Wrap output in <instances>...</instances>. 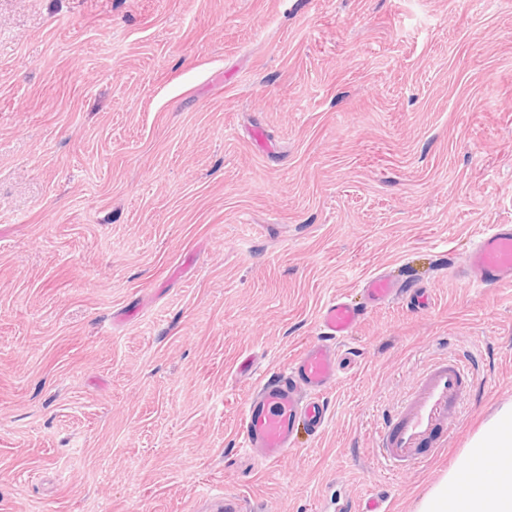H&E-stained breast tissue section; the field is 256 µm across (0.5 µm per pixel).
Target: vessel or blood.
<instances>
[{"instance_id": "b4317fda", "label": "vessel or blood", "mask_w": 512, "mask_h": 512, "mask_svg": "<svg viewBox=\"0 0 512 512\" xmlns=\"http://www.w3.org/2000/svg\"><path fill=\"white\" fill-rule=\"evenodd\" d=\"M478 286L512 284V225L498 224L474 244L463 272ZM365 306L344 296L324 304L318 314L320 339L307 344L287 366L266 370L244 404L241 438L261 465L277 463L295 445L300 426L320 434L328 420L326 393L336 385L338 347L353 336L367 311L422 291L386 272L366 277L360 284ZM474 385V369L466 355L435 359L419 376L401 406L384 417L379 430L378 459L390 472L415 469L445 450L448 422ZM211 512H248L236 495H209Z\"/></svg>"}]
</instances>
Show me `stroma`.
Listing matches in <instances>:
<instances>
[{
  "instance_id": "1",
  "label": "stroma",
  "mask_w": 512,
  "mask_h": 512,
  "mask_svg": "<svg viewBox=\"0 0 512 512\" xmlns=\"http://www.w3.org/2000/svg\"><path fill=\"white\" fill-rule=\"evenodd\" d=\"M496 224L512 0H0V512H415L512 402V286L452 273ZM399 265L428 303L369 311L324 432L260 467L241 362ZM446 351V452L390 473L376 427ZM208 504L209 509L214 512H248L247 503L243 498L222 492L210 494Z\"/></svg>"
}]
</instances>
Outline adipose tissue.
Instances as JSON below:
<instances>
[{
  "label": "adipose tissue",
  "mask_w": 512,
  "mask_h": 512,
  "mask_svg": "<svg viewBox=\"0 0 512 512\" xmlns=\"http://www.w3.org/2000/svg\"><path fill=\"white\" fill-rule=\"evenodd\" d=\"M512 447V403L502 405L459 453L439 484L425 493L417 512H512V456L495 467L485 460Z\"/></svg>",
  "instance_id": "adipose-tissue-1"
}]
</instances>
